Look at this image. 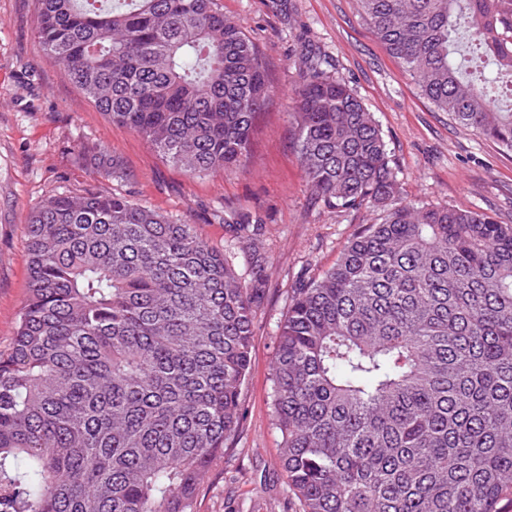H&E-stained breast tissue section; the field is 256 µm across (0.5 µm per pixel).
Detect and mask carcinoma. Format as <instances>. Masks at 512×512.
Segmentation results:
<instances>
[{
    "instance_id": "carcinoma-1",
    "label": "carcinoma",
    "mask_w": 512,
    "mask_h": 512,
    "mask_svg": "<svg viewBox=\"0 0 512 512\" xmlns=\"http://www.w3.org/2000/svg\"><path fill=\"white\" fill-rule=\"evenodd\" d=\"M47 60L192 176L244 171L274 96L220 0H36ZM440 112L512 151V0H357ZM310 197L382 211L294 289L273 367L302 512H499L512 496V225L404 201L374 116L316 60L292 112ZM0 351V512H192L236 432L259 285L192 224L52 195Z\"/></svg>"
}]
</instances>
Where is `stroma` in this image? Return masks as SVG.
Masks as SVG:
<instances>
[{"label": "stroma", "mask_w": 512, "mask_h": 512, "mask_svg": "<svg viewBox=\"0 0 512 512\" xmlns=\"http://www.w3.org/2000/svg\"><path fill=\"white\" fill-rule=\"evenodd\" d=\"M224 15L264 49L277 94L256 119L244 172L191 176L133 130L112 123L45 57L36 0H0V350L11 344L28 296L25 231L54 194H124L170 221L195 225L238 275L264 283L256 306L242 418L223 458L202 476L192 512H299L281 466L272 415L278 327L294 288L335 262L375 211L312 206L290 112L307 56L361 98L379 124L404 200L487 213L512 224V151L436 111L362 20L356 0H221ZM118 159L115 180L96 159ZM249 214L252 239L235 223Z\"/></svg>", "instance_id": "1"}]
</instances>
